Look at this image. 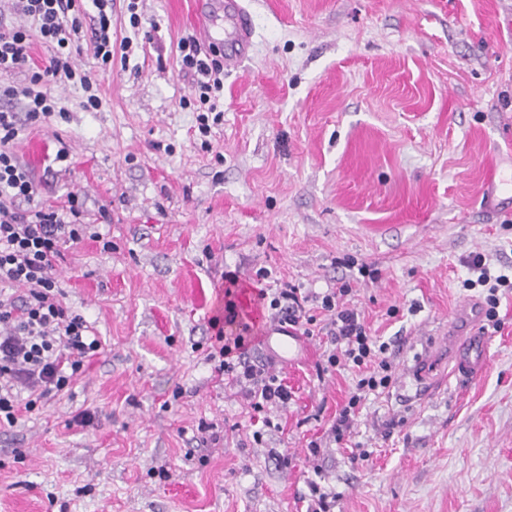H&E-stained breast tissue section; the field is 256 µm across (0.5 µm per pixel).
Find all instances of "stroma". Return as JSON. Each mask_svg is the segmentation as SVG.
I'll return each instance as SVG.
<instances>
[{"mask_svg":"<svg viewBox=\"0 0 512 512\" xmlns=\"http://www.w3.org/2000/svg\"><path fill=\"white\" fill-rule=\"evenodd\" d=\"M194 2L140 0L134 27L112 0V41L131 46L104 71L83 0L70 63L102 104L53 84L61 115L12 143L38 201L78 194L99 233L54 275L102 350L0 424V512H305L314 482L332 512H512V294L481 378L456 383L444 344L465 305L486 307L468 257L512 274V202L487 197L512 159V0H242L252 47L205 137L181 103ZM260 269L272 288L350 284L390 342L393 383L347 443L331 425L355 373L325 371V336L288 363L255 347L292 392L262 424L209 361L225 273L254 335L270 327ZM425 351L434 383L417 400L406 369Z\"/></svg>","mask_w":512,"mask_h":512,"instance_id":"1","label":"stroma"}]
</instances>
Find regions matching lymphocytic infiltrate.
I'll return each mask as SVG.
<instances>
[{
    "mask_svg": "<svg viewBox=\"0 0 512 512\" xmlns=\"http://www.w3.org/2000/svg\"><path fill=\"white\" fill-rule=\"evenodd\" d=\"M15 8L30 17L34 29L0 24V72L30 71L29 87H7L1 94L22 95L29 119L44 121L56 112V101L49 87L60 80L80 83L87 94L86 105L97 108L98 96L87 74L76 71L67 52L80 32L77 0H15ZM39 38L49 49L45 66L32 68V38ZM181 67L196 72L200 81V100L223 88L224 65L207 60L194 39L177 44ZM16 116L0 111V286H8L12 295L0 293V419L15 422L19 407L33 409L38 402L62 392L81 374L87 358L97 355L102 344L85 318L70 312L62 301L60 281L54 277L62 260V248L79 243L87 232L80 222L76 205L64 209L46 208L35 201V180L12 151L16 139ZM468 267L477 275L478 285L486 287L485 319L500 329L497 308L499 291L512 292V277L492 275L482 255L471 257ZM349 284L323 293L303 291L289 282L268 290L257 289L258 303L272 312L273 321L312 335L316 323L309 303H319L328 314L324 327L334 351L327 358L329 367L349 366L357 381L332 425L336 439H343L369 396L390 387L392 362L389 345L370 333L361 313L351 306ZM250 337L216 332L213 348L221 362L219 368L230 376L250 408L257 413L267 406H287L292 393L279 376L252 361ZM27 401H20L21 392Z\"/></svg>",
    "mask_w": 512,
    "mask_h": 512,
    "instance_id": "obj_1",
    "label": "lymphocytic infiltrate"
}]
</instances>
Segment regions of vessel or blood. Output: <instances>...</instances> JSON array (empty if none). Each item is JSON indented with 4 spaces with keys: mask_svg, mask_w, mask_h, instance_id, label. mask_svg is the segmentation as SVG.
<instances>
[{
    "mask_svg": "<svg viewBox=\"0 0 512 512\" xmlns=\"http://www.w3.org/2000/svg\"><path fill=\"white\" fill-rule=\"evenodd\" d=\"M196 10L202 22L200 34L207 42L213 38L216 15H223L231 42L230 50L224 55V67L235 68L252 44L253 22L249 12L237 0H197ZM488 346L489 338L483 331L472 328L457 335L453 341L451 369L456 382L469 383L486 372Z\"/></svg>",
    "mask_w": 512,
    "mask_h": 512,
    "instance_id": "b4317fda",
    "label": "vessel or blood"
}]
</instances>
